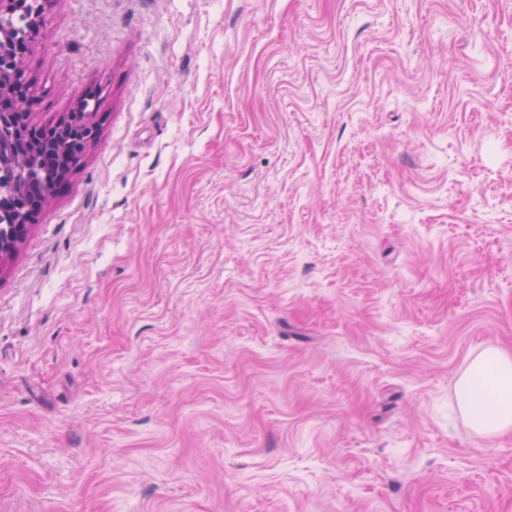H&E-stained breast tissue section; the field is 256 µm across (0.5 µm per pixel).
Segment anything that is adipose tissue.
I'll use <instances>...</instances> for the list:
<instances>
[{
    "label": "adipose tissue",
    "mask_w": 512,
    "mask_h": 512,
    "mask_svg": "<svg viewBox=\"0 0 512 512\" xmlns=\"http://www.w3.org/2000/svg\"><path fill=\"white\" fill-rule=\"evenodd\" d=\"M483 386H476V378ZM462 416L478 436L494 437L512 429V355L487 349L475 355L457 384Z\"/></svg>",
    "instance_id": "obj_1"
}]
</instances>
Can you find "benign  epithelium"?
I'll use <instances>...</instances> for the list:
<instances>
[{
  "instance_id": "benign-epithelium-1",
  "label": "benign epithelium",
  "mask_w": 512,
  "mask_h": 512,
  "mask_svg": "<svg viewBox=\"0 0 512 512\" xmlns=\"http://www.w3.org/2000/svg\"><path fill=\"white\" fill-rule=\"evenodd\" d=\"M53 0H0V168L16 172L11 182L0 181V195H14V211L0 213V260L15 250L28 219L23 205L32 196L44 200V183H59L68 168L77 165L99 136L93 117L100 94L90 90L76 99L71 111L59 120L51 145L35 139L29 127L33 91L23 79V61L16 49L43 32L45 16Z\"/></svg>"
}]
</instances>
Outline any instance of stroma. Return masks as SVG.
<instances>
[{
    "mask_svg": "<svg viewBox=\"0 0 512 512\" xmlns=\"http://www.w3.org/2000/svg\"><path fill=\"white\" fill-rule=\"evenodd\" d=\"M100 134L0 262V512H512V0H53ZM483 376L488 393L479 392L475 380ZM457 402L462 416L475 433L494 437L512 429V356L498 349L475 355L457 384Z\"/></svg>",
    "mask_w": 512,
    "mask_h": 512,
    "instance_id": "stroma-1",
    "label": "stroma"
}]
</instances>
